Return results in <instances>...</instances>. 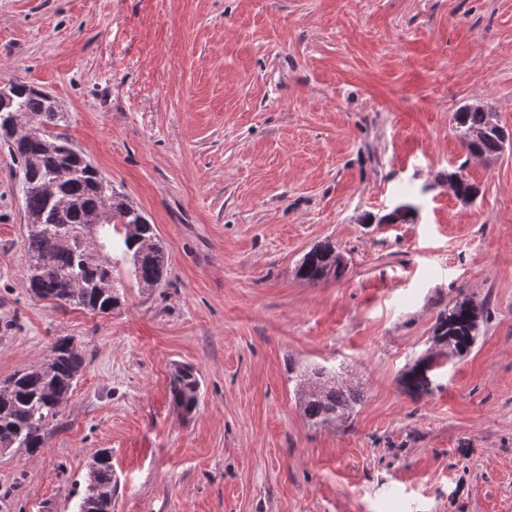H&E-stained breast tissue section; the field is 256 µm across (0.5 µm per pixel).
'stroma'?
Returning a JSON list of instances; mask_svg holds the SVG:
<instances>
[{"label": "stroma", "instance_id": "obj_1", "mask_svg": "<svg viewBox=\"0 0 512 512\" xmlns=\"http://www.w3.org/2000/svg\"><path fill=\"white\" fill-rule=\"evenodd\" d=\"M1 79L55 98L168 262L107 315L30 295L0 145V379L60 338L85 356L43 452L0 454V512H77L100 448L112 512H512V146L473 159L453 131L477 101L512 131V0H0ZM326 240L346 273L299 278ZM466 297L473 348L409 395ZM317 364L360 385L350 424L304 419L290 369ZM200 380L193 368L177 367L169 381V394L173 404L185 414L192 413L198 404Z\"/></svg>", "mask_w": 512, "mask_h": 512}]
</instances>
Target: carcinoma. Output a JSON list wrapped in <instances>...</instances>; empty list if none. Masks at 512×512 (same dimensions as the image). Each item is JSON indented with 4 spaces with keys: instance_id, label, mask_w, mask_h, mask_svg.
Listing matches in <instances>:
<instances>
[{
    "instance_id": "1",
    "label": "carcinoma",
    "mask_w": 512,
    "mask_h": 512,
    "mask_svg": "<svg viewBox=\"0 0 512 512\" xmlns=\"http://www.w3.org/2000/svg\"><path fill=\"white\" fill-rule=\"evenodd\" d=\"M21 113L28 127L9 130L0 118V137L20 168L26 222L28 265L24 287L35 297L73 309L109 314L120 303L116 281L125 275L140 288L164 280L167 254L155 225L112 188L99 170L72 145L63 131L67 115L55 99L22 81L12 80L0 115ZM474 130L482 135L471 137ZM455 131L470 156L491 159L512 137L485 104H465L455 113ZM448 187L462 199L479 189L466 178L448 174ZM336 262L330 242L314 246L302 258L298 276L308 282L327 279ZM483 305L470 299L440 312L433 329L436 350L419 358L403 383L411 394L433 389L431 372L442 357L467 355L473 347ZM85 363L82 350L59 339L47 357L0 384V448H23L35 455L57 425L60 408ZM298 399L313 425L346 423L362 401L360 390L340 381L336 370L292 368ZM200 380L193 368L178 367L169 381L173 404L185 414L198 404ZM112 453L98 450L87 465L86 490L77 512H112L116 485Z\"/></svg>"
}]
</instances>
